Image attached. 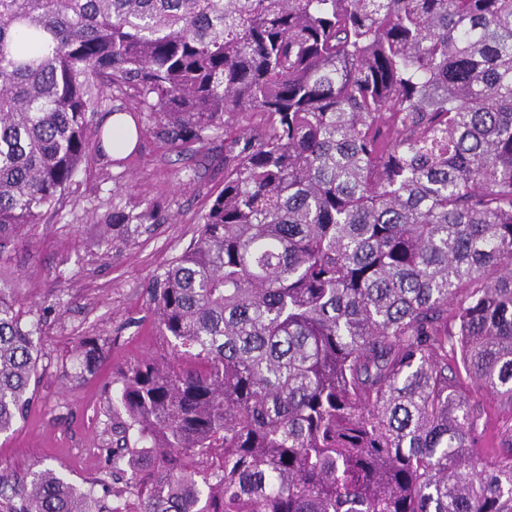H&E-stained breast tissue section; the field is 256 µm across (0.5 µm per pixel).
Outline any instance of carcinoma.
<instances>
[{
  "label": "carcinoma",
  "mask_w": 512,
  "mask_h": 512,
  "mask_svg": "<svg viewBox=\"0 0 512 512\" xmlns=\"http://www.w3.org/2000/svg\"><path fill=\"white\" fill-rule=\"evenodd\" d=\"M117 99L224 131V188L156 279L168 354L113 380L123 485L44 466L0 512H512V423L479 451L460 382L512 419V0H0V256ZM16 306L0 433L40 360Z\"/></svg>",
  "instance_id": "carcinoma-1"
}]
</instances>
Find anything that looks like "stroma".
Listing matches in <instances>:
<instances>
[{
	"label": "stroma",
	"mask_w": 512,
	"mask_h": 512,
	"mask_svg": "<svg viewBox=\"0 0 512 512\" xmlns=\"http://www.w3.org/2000/svg\"><path fill=\"white\" fill-rule=\"evenodd\" d=\"M224 187V137L175 147L142 132L125 161L100 156L81 169L65 200L30 233L28 247L0 257V288L22 296L24 321L39 324L41 359L34 400L0 435V482L13 484L36 461L77 484L108 478L113 376L130 361L166 351L148 313L153 280L193 241L202 215ZM155 209L152 223L104 240L113 212ZM98 338L105 359L77 377L72 348Z\"/></svg>",
	"instance_id": "1"
}]
</instances>
